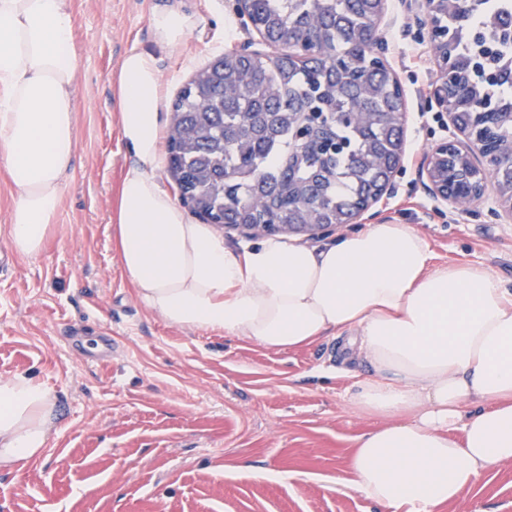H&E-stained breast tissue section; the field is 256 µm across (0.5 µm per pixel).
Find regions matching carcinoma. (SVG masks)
<instances>
[{
	"label": "carcinoma",
	"instance_id": "carcinoma-1",
	"mask_svg": "<svg viewBox=\"0 0 512 512\" xmlns=\"http://www.w3.org/2000/svg\"><path fill=\"white\" fill-rule=\"evenodd\" d=\"M438 21L461 57L477 53L512 85V11L495 0H446ZM381 0H255L264 36L311 39L314 52L267 61L226 52L198 70L172 104L168 168L180 196L214 224H345L354 203L380 186L399 149L395 113L402 111L392 77L368 56L371 22ZM344 59L338 69L334 57ZM491 87L473 77L457 91L456 117L467 125L473 104ZM310 112L329 114L298 130ZM500 148L493 187L512 192V95L490 116ZM472 162L457 155L436 178L469 184Z\"/></svg>",
	"mask_w": 512,
	"mask_h": 512
}]
</instances>
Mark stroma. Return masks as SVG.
<instances>
[{"mask_svg": "<svg viewBox=\"0 0 512 512\" xmlns=\"http://www.w3.org/2000/svg\"><path fill=\"white\" fill-rule=\"evenodd\" d=\"M158 2L72 0L73 171L44 251L0 273V375L33 374L56 397L58 419L41 456L0 469V512H382L352 485L355 440L381 420L349 404L353 365L339 340L288 352L181 329L137 297L121 268L112 227L130 155L112 79L126 52L155 49ZM181 4L199 17L186 48L155 50L170 100L252 36L233 0ZM385 19L388 60L407 97L406 159L376 217L340 233L407 224L438 262L484 265L512 288V221L496 190L459 210L438 205L421 183L424 154L456 130L430 103L433 67L414 65L430 53L423 21L402 0H389ZM69 326L86 345L111 328V363L79 354L62 335ZM439 512H512V462L482 472Z\"/></svg>", "mask_w": 512, "mask_h": 512, "instance_id": "35a3bbf8", "label": "stroma"}]
</instances>
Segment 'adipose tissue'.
I'll list each match as a JSON object with an SVG mask.
<instances>
[{
    "label": "adipose tissue",
    "mask_w": 512,
    "mask_h": 512,
    "mask_svg": "<svg viewBox=\"0 0 512 512\" xmlns=\"http://www.w3.org/2000/svg\"><path fill=\"white\" fill-rule=\"evenodd\" d=\"M199 23L177 0L150 16L155 49ZM155 50L113 77L131 162L113 235L136 295L171 325L274 350L327 337L368 366L347 400L384 424L360 435L354 488L384 512H435L483 470L512 461V288L480 264H436L406 224H370L318 246L269 237L235 250L194 223L161 183L165 91ZM78 65L70 0H0V163L17 191L8 239L37 258L73 169ZM55 396L0 377V466L40 456Z\"/></svg>",
    "instance_id": "1"
}]
</instances>
